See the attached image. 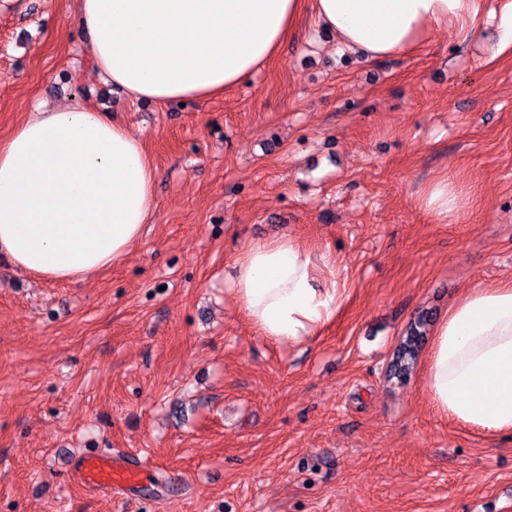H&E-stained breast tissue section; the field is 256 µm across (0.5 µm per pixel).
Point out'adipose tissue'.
<instances>
[{
  "label": "adipose tissue",
  "instance_id": "obj_1",
  "mask_svg": "<svg viewBox=\"0 0 512 512\" xmlns=\"http://www.w3.org/2000/svg\"><path fill=\"white\" fill-rule=\"evenodd\" d=\"M74 28L94 72L134 101L222 95L262 69L299 21L315 23L361 60L417 47L432 29L473 36L497 19L512 47V0H76ZM157 170L137 134L91 107H34L0 143V253L20 271L78 283L121 259L155 208ZM458 204L447 177L421 207L441 224ZM228 293L263 338L300 348L348 294L336 257L292 238L253 242ZM435 410L481 431L512 432V281L468 289L436 326L426 362Z\"/></svg>",
  "mask_w": 512,
  "mask_h": 512
}]
</instances>
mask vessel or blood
<instances>
[{"label":"vessel or blood","mask_w":512,"mask_h":512,"mask_svg":"<svg viewBox=\"0 0 512 512\" xmlns=\"http://www.w3.org/2000/svg\"><path fill=\"white\" fill-rule=\"evenodd\" d=\"M69 467L72 479L96 496L125 494L131 486L153 475L145 460L99 448L71 460Z\"/></svg>","instance_id":"vessel-or-blood-1"}]
</instances>
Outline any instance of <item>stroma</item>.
<instances>
[{
	"label": "stroma",
	"instance_id": "obj_1",
	"mask_svg": "<svg viewBox=\"0 0 512 512\" xmlns=\"http://www.w3.org/2000/svg\"><path fill=\"white\" fill-rule=\"evenodd\" d=\"M75 0H0V142L37 104L140 135L158 173L144 233L83 283L0 253V512H512V433L438 413L426 355L387 380L408 324L512 280V56L496 21L366 63L303 18L218 98L131 103L65 30ZM459 204L418 198L438 176ZM335 254L349 299L306 346L255 334L225 287L253 241ZM147 458L130 499L62 463ZM458 204V193L448 177H437L432 180L420 197L421 207L427 211L433 219L444 224L452 217Z\"/></svg>",
	"mask_w": 512,
	"mask_h": 512
}]
</instances>
